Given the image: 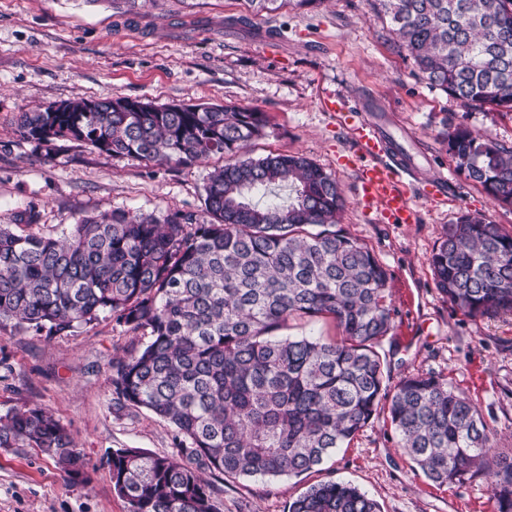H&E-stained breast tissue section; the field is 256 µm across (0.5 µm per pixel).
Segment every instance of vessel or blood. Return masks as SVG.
Returning a JSON list of instances; mask_svg holds the SVG:
<instances>
[{
  "instance_id": "vessel-or-blood-1",
  "label": "vessel or blood",
  "mask_w": 512,
  "mask_h": 512,
  "mask_svg": "<svg viewBox=\"0 0 512 512\" xmlns=\"http://www.w3.org/2000/svg\"><path fill=\"white\" fill-rule=\"evenodd\" d=\"M353 137L360 152L370 160L359 175L363 202L377 205L385 218L413 223L416 211L396 178L398 161L388 156L384 137L366 124L354 127Z\"/></svg>"
}]
</instances>
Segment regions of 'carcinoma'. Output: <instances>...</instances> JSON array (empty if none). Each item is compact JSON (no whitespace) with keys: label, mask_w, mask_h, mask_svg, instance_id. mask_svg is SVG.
Segmentation results:
<instances>
[{"label":"carcinoma","mask_w":512,"mask_h":512,"mask_svg":"<svg viewBox=\"0 0 512 512\" xmlns=\"http://www.w3.org/2000/svg\"><path fill=\"white\" fill-rule=\"evenodd\" d=\"M288 2L246 0L254 16ZM430 88L464 106L512 111V0H377ZM22 112L19 132L49 158L74 140L112 156L193 166L213 156L203 215L113 209L60 237L28 228L30 205L0 224V325L56 336L103 315L148 340L112 361L118 403L175 430L176 454L112 452L113 490L130 512H221L205 474L236 482L298 477L349 445L387 408L400 448L442 486L485 473L512 512V449L491 445L476 405L445 380L412 374L387 388L377 350L392 326L389 275L336 228L343 199L301 154L246 156L264 113L239 106L77 98ZM458 172L512 208V148L457 126L444 135ZM286 187L288 197L253 195ZM448 302L470 317L512 312V233L460 215L429 257ZM330 318L340 339L280 336L290 320ZM38 448L70 477L85 467L70 430L43 407L0 418V447ZM288 512H380L349 482L309 487Z\"/></svg>","instance_id":"carcinoma-1"}]
</instances>
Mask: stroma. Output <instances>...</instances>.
<instances>
[{
  "mask_svg": "<svg viewBox=\"0 0 512 512\" xmlns=\"http://www.w3.org/2000/svg\"><path fill=\"white\" fill-rule=\"evenodd\" d=\"M244 0H138L117 13L107 0H0V224L36 205V233L61 236L84 215L124 209L201 213L218 165L190 168L114 157L77 141L55 159L24 140L19 113L75 99L244 106L267 117L248 155L300 153L330 173L344 198L340 229L367 245L389 273L392 328L380 347L390 382L409 373L447 380L478 408L493 447L512 448V315L472 318L438 289L428 263L464 212L512 233V209L495 206L460 174L443 141L462 125L512 148V112L466 107L431 89L373 0H322L244 25ZM391 149L417 220L384 221L361 201L366 162L356 119ZM112 318L69 334L0 326V417L26 405L51 411L72 432L87 466L67 477L37 449L0 447V512H128L105 460L120 448L170 455L174 429L146 409L117 405L112 361L143 342ZM347 481L381 512H497L491 479L438 486L400 449L378 414L322 467L297 478L213 479L222 512H288L307 487Z\"/></svg>",
  "mask_w": 512,
  "mask_h": 512,
  "instance_id": "stroma-1",
  "label": "stroma"
}]
</instances>
